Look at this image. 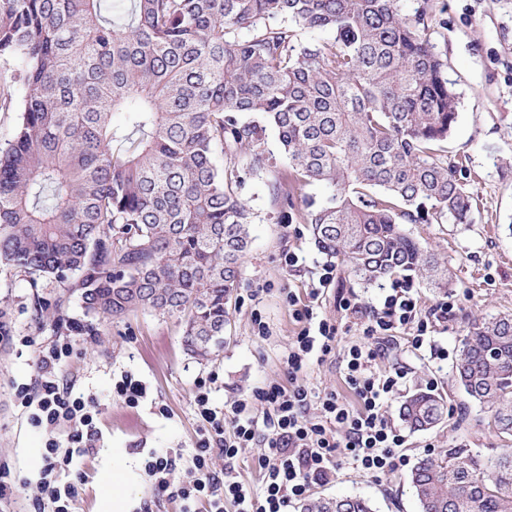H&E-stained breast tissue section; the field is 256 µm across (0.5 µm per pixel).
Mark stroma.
I'll return each mask as SVG.
<instances>
[{
    "instance_id": "obj_1",
    "label": "stroma",
    "mask_w": 512,
    "mask_h": 512,
    "mask_svg": "<svg viewBox=\"0 0 512 512\" xmlns=\"http://www.w3.org/2000/svg\"><path fill=\"white\" fill-rule=\"evenodd\" d=\"M431 5L437 22L430 38L446 60L448 78L459 96V117L447 155L479 210L470 224L405 227L446 261L453 279L452 288L442 295L425 278L412 277L421 309L446 296L457 303L448 324L435 327L433 348L414 353L401 344L378 365L383 372L403 367L410 393L436 378L437 390L447 400L442 425L408 433L405 452L413 461L451 445L485 455L502 448L487 426L489 413L453 382L451 367L470 320L512 314V0H431ZM272 179V173H265L248 179L243 189L256 213L252 242L241 261L224 347L207 361L186 350L177 317L146 310L101 321L86 315L78 297L60 300L54 286L32 287L23 274L0 264V324L13 335L9 342L0 339V470L9 472L0 512H30L36 493L43 439L22 414L14 393L34 376L39 351L57 341L54 314H63L75 325L69 334L72 352L66 375L75 379L76 390L95 396L100 404L97 446L89 455L75 457L71 466L72 474L82 478L75 512H109L110 478L117 466L130 475L121 486L129 512H140L141 504L150 500L156 503L154 512H180L179 501L156 499L144 472L145 460L154 452L191 456L206 426L194 406L197 384L209 374L218 376L208 396L211 407L219 410L254 387L286 382L283 357L300 330L286 295L294 293L301 303H309V291L324 265L334 266L335 278L315 310L336 321L341 344L360 340V325L340 310L339 300L350 297L377 306L384 287L358 284L341 260L318 249L304 220L288 221V207L274 202L267 190ZM289 252L299 258L296 267L285 264ZM38 305L46 311L39 326L32 320ZM258 316L268 327L263 338L253 332ZM127 374L146 387L145 398L135 407L112 394L115 383ZM408 474L404 467L372 479L344 464L333 480L315 486L311 495H356L370 499L376 512H419Z\"/></svg>"
}]
</instances>
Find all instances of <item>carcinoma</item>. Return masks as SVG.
<instances>
[{
    "label": "carcinoma",
    "instance_id": "obj_1",
    "mask_svg": "<svg viewBox=\"0 0 512 512\" xmlns=\"http://www.w3.org/2000/svg\"><path fill=\"white\" fill-rule=\"evenodd\" d=\"M398 2L0 0V61L23 89L0 143V263L34 286L76 279L99 319L175 316L206 359L224 347L251 242L240 191L273 169L285 205L324 187L306 223L361 284L420 272L448 291L447 265L402 225L471 224L476 201L444 155L458 98L431 5ZM269 127L284 164L262 147ZM452 377L512 437V315L470 323ZM446 413L429 391L399 408L414 431ZM410 484L420 512H512V448H450ZM299 508L374 512L360 496Z\"/></svg>",
    "mask_w": 512,
    "mask_h": 512
}]
</instances>
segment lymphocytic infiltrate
Instances as JSON below:
<instances>
[{
  "label": "lymphocytic infiltrate",
  "instance_id": "1",
  "mask_svg": "<svg viewBox=\"0 0 512 512\" xmlns=\"http://www.w3.org/2000/svg\"><path fill=\"white\" fill-rule=\"evenodd\" d=\"M332 280V267H325L309 292L312 302ZM287 299L301 324L284 355L287 384L255 387L222 411L210 407L207 394H198L195 406L208 429L194 448L191 480H176L172 456L155 453L145 464L156 496L179 499L182 512H197L196 505L203 499L209 504L208 512H224L228 503L234 512H290L291 505L306 499L314 486L335 478L340 464L377 478L409 462L403 452L405 437L386 415L389 402L401 391L405 373L398 368L378 372L377 362L401 332L412 350H421L429 329L453 317L454 302H439L421 312L418 292L407 284L392 287L379 309L341 298L340 309L359 320L363 333L361 343L343 348L336 323L318 316L312 302L299 305L292 293ZM70 351V343L64 341L39 351L34 378L15 391L28 423L43 436L33 512H44L48 506L53 512H73L80 491L78 483L68 478L70 466L74 457L88 453L99 440L94 398L75 393L74 381L64 374ZM332 357L357 405H350L336 391L315 392L299 383V374L310 364ZM62 428L67 437L61 441L56 433ZM254 447L263 450L258 459L263 471L258 490L235 478V461L243 450ZM218 454L226 461L220 475L213 469Z\"/></svg>",
  "mask_w": 512,
  "mask_h": 512
}]
</instances>
